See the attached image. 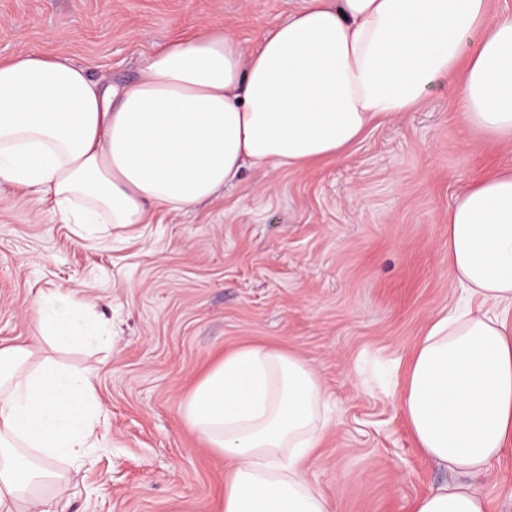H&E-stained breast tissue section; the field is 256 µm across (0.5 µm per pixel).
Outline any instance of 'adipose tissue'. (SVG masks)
<instances>
[{"label": "adipose tissue", "mask_w": 512, "mask_h": 512, "mask_svg": "<svg viewBox=\"0 0 512 512\" xmlns=\"http://www.w3.org/2000/svg\"><path fill=\"white\" fill-rule=\"evenodd\" d=\"M443 80L463 83L464 127L512 140V13L490 17L488 0H305L251 49L220 28L169 39L123 85L59 56L0 59V184L95 238L190 213L248 168L341 158ZM448 264L467 304L415 344L401 406L418 448L461 480L411 512H487L466 479L512 451V167L449 209ZM97 306L42 294L39 337L0 344V512H53L37 486L63 496L58 462L82 468L106 438L94 373L40 346L104 336ZM182 412L228 464L213 512H331L307 476L329 426L309 361L239 347Z\"/></svg>", "instance_id": "1"}]
</instances>
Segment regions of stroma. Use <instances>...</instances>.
<instances>
[{
  "mask_svg": "<svg viewBox=\"0 0 512 512\" xmlns=\"http://www.w3.org/2000/svg\"><path fill=\"white\" fill-rule=\"evenodd\" d=\"M304 0H0V58L30 51L115 83L168 38L218 27L252 46ZM460 85L374 124L343 158L247 170L183 215L158 212L132 237L77 233L0 187V341L37 335L41 291L96 296L111 344L45 345L93 370L110 428L68 470L59 512H212L223 457L182 403L224 352L274 346L310 361L331 423L307 475L333 512H410L456 473L417 447L400 402L416 341L460 296L448 265V210L472 183L512 166V141L465 128ZM488 512H512V454L471 478Z\"/></svg>",
  "mask_w": 512,
  "mask_h": 512,
  "instance_id": "obj_1",
  "label": "stroma"
}]
</instances>
